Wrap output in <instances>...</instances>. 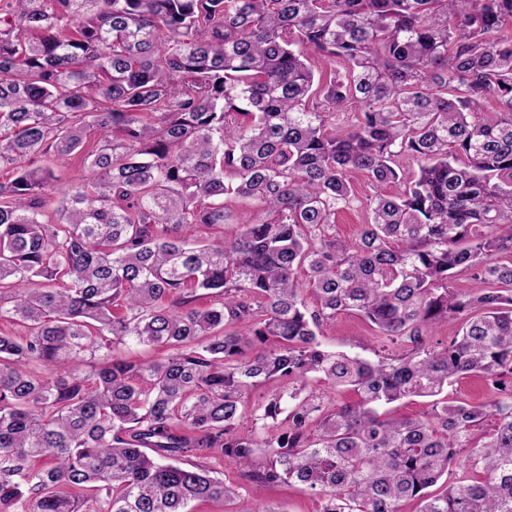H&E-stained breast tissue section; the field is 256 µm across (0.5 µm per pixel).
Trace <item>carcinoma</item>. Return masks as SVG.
Here are the masks:
<instances>
[{"label":"carcinoma","mask_w":512,"mask_h":512,"mask_svg":"<svg viewBox=\"0 0 512 512\" xmlns=\"http://www.w3.org/2000/svg\"><path fill=\"white\" fill-rule=\"evenodd\" d=\"M508 20L512 0H0V322L26 330L0 333V512H261L240 489L287 483L319 512H512ZM66 157L92 180L57 197ZM351 172L376 192L345 240ZM344 311L377 360L322 347ZM470 374L491 400L441 398ZM409 397L430 411H380ZM463 448L467 474L427 492ZM277 386L278 384L275 382H266L259 385L250 393L249 398L245 404L244 416L238 429L241 433L246 434L250 432V430H254L255 424L253 420L255 419V414H258L255 409L258 407V405H261V403L265 401L268 394L275 390Z\"/></svg>","instance_id":"cac0c4a2"}]
</instances>
